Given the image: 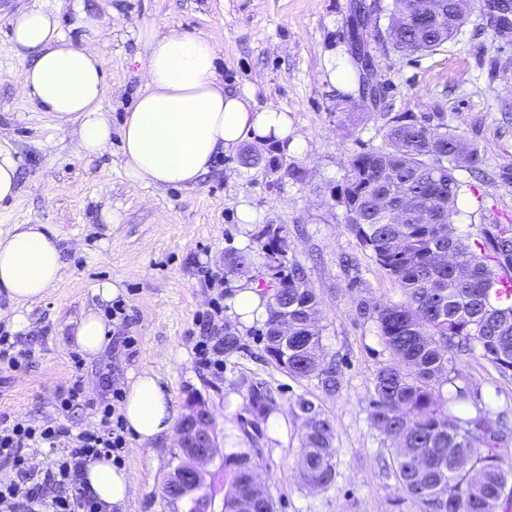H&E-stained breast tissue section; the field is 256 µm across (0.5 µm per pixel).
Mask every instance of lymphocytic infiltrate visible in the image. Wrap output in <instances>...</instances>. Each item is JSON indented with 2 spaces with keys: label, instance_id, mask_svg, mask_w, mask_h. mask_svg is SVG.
<instances>
[{
  "label": "lymphocytic infiltrate",
  "instance_id": "obj_1",
  "mask_svg": "<svg viewBox=\"0 0 512 512\" xmlns=\"http://www.w3.org/2000/svg\"><path fill=\"white\" fill-rule=\"evenodd\" d=\"M59 407L65 412L93 410L98 417L97 429L75 433L60 425L36 426L0 418V465L11 466L16 472L13 482L0 484V512H101L98 502L78 487L82 461L121 452L126 445L123 425L115 420L109 402L83 400L77 382L60 394ZM38 448L54 449L56 455L42 482L35 484L26 455Z\"/></svg>",
  "mask_w": 512,
  "mask_h": 512
}]
</instances>
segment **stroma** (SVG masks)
I'll list each match as a JSON object with an SVG mask.
<instances>
[{
  "label": "stroma",
  "instance_id": "1",
  "mask_svg": "<svg viewBox=\"0 0 512 512\" xmlns=\"http://www.w3.org/2000/svg\"><path fill=\"white\" fill-rule=\"evenodd\" d=\"M356 0H112L106 25L112 32L100 46L108 91L104 110L114 130L106 151L88 159L75 147V127L56 121L18 87L14 75L25 64L11 41L10 17L38 6L57 14L77 46L85 41L71 26V0H0V150L18 169V190L0 203V230L14 224H46L62 245L64 274L41 300L15 308L0 293V327L16 333L27 368L0 365V415L35 423L89 430L92 411L61 412L58 396L81 380L87 398L103 395V379L123 391L131 373L150 369L184 414L190 396H200L216 421L224 454L249 455L259 466L277 512H420L406 498L390 467L393 444L369 419L375 376L391 355L374 319L357 311L359 302L397 303L403 295L345 228L343 210L331 191L342 184L351 158L379 147L391 117L443 112L449 128L476 144L488 179L458 171L464 184L457 233L481 239L491 224H512V30L498 32L486 0H474L470 21L457 40L432 55L403 56L370 41L372 68L381 100L350 116L339 103L351 84L331 78L330 63L341 60L347 21ZM160 32L201 36L220 50L225 87L254 88L257 105L286 110L299 153L281 151L283 167H299L300 178L273 180L263 167L241 163L239 152L220 154L196 186L154 188L129 182L123 171L119 130L141 83L136 34L143 25ZM256 214L243 223L238 207ZM120 215L106 226L102 213ZM283 227L288 258L302 265L320 301L317 327L326 359L342 363L341 386L324 393L313 378H295L264 351L263 321L238 332L243 349L224 359L216 374L196 363L200 323L214 300L224 306L212 335L235 322L231 305L238 277L224 273V255L248 254L247 281L271 294V278L258 233ZM222 275L211 284L208 273ZM120 282L118 301L126 319H113L111 343L90 362L71 343L73 323L91 305V287ZM25 324L14 329L12 316ZM134 346H126L125 337ZM460 381L493 413L512 416V375L500 372L480 352L461 356ZM271 389L276 407L268 421L253 422L245 383ZM318 403L334 431L336 477L331 487L302 485L297 463L301 421L292 412L298 396ZM177 437L165 435L148 447L127 437L123 465L133 478L127 512H188L189 501L169 502L167 474L178 463Z\"/></svg>",
  "mask_w": 512,
  "mask_h": 512
}]
</instances>
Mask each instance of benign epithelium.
I'll use <instances>...</instances> for the list:
<instances>
[{"mask_svg":"<svg viewBox=\"0 0 512 512\" xmlns=\"http://www.w3.org/2000/svg\"><path fill=\"white\" fill-rule=\"evenodd\" d=\"M493 8L498 12L496 21L499 28L504 32L511 29L512 0H495ZM177 436L183 463L169 473L164 484L166 491L175 499L184 497L188 488L209 475L207 465L218 454L215 420L205 401L192 398L187 402Z\"/></svg>","mask_w":512,"mask_h":512,"instance_id":"7a95c632","label":"benign epithelium"}]
</instances>
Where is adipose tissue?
I'll use <instances>...</instances> for the list:
<instances>
[{
  "label": "adipose tissue",
  "instance_id": "ef3b65f1",
  "mask_svg": "<svg viewBox=\"0 0 512 512\" xmlns=\"http://www.w3.org/2000/svg\"><path fill=\"white\" fill-rule=\"evenodd\" d=\"M19 55L34 54L15 78L25 94L59 124H76L81 155L102 153L112 139L103 103L107 85L97 52L73 45L57 16L41 8L18 11L10 20ZM144 82L121 128L127 179L145 187L195 185L219 152L244 140H274L295 151L292 123L285 110L258 107L254 93L224 88L217 50L204 38L146 25ZM60 240L43 224H16L0 231V289L21 303L46 296L63 276ZM111 328L99 312L87 310L76 323L73 342L92 361L105 350ZM121 413L138 443L149 445L173 434L176 413L170 394L149 371L134 375ZM80 486L104 512H125L133 480L104 456L87 458Z\"/></svg>",
  "mask_w": 512,
  "mask_h": 512
}]
</instances>
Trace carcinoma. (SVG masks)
<instances>
[{"label":"carcinoma","mask_w":512,"mask_h":512,"mask_svg":"<svg viewBox=\"0 0 512 512\" xmlns=\"http://www.w3.org/2000/svg\"><path fill=\"white\" fill-rule=\"evenodd\" d=\"M360 9L385 12L388 25L377 40L405 56L434 53L457 39L467 24L469 0H443L439 17L420 22L423 0H391L387 7L360 2ZM356 93L343 97L352 110L367 107L368 73L355 52L349 53ZM479 149L457 130H448L445 113L391 118L384 145L355 154L343 184L331 191L343 209L345 227L358 244L397 283L399 303L367 302L359 313L374 319L395 363L376 375L369 419L396 442L395 476L422 512H512V467L505 466L499 444L512 426L493 423L487 406L472 403L471 392L455 379L458 354L478 349L503 373L512 372V224H491L470 245L453 234L463 183L456 170H474ZM413 199L422 215L390 224L377 207ZM281 226L259 232L266 266L276 289L267 305L265 352L289 375L314 378L327 393L340 388L339 366L324 358L315 327L320 302L303 267L288 260ZM250 257L224 255L225 274L244 275ZM243 348L241 337L224 325V353ZM452 386L448 396L440 387ZM251 414L266 420L274 397L260 381H249ZM293 411L302 421L303 452L298 461L301 483L325 490L336 476L334 430L311 399L300 396ZM231 483L224 493V512H275L273 498L256 484L257 463L245 454L224 458Z\"/></svg>","instance_id":"obj_1"}]
</instances>
